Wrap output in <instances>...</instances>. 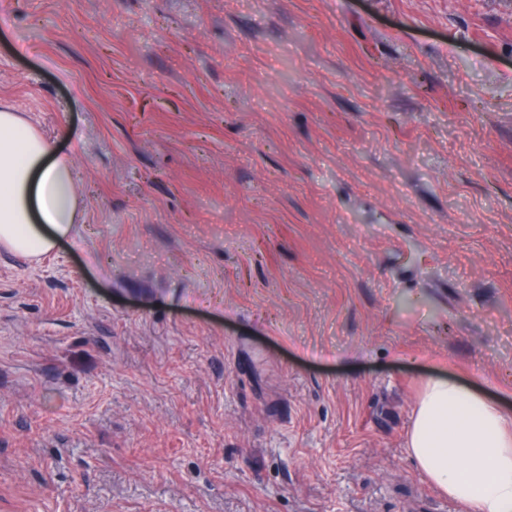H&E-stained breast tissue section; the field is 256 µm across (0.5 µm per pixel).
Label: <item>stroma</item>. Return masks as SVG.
I'll use <instances>...</instances> for the list:
<instances>
[{
  "label": "stroma",
  "instance_id": "stroma-1",
  "mask_svg": "<svg viewBox=\"0 0 512 512\" xmlns=\"http://www.w3.org/2000/svg\"><path fill=\"white\" fill-rule=\"evenodd\" d=\"M74 162L0 252V512H462L423 381L512 409V0H0Z\"/></svg>",
  "mask_w": 512,
  "mask_h": 512
}]
</instances>
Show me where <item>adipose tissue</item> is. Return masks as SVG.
I'll return each mask as SVG.
<instances>
[{
	"mask_svg": "<svg viewBox=\"0 0 512 512\" xmlns=\"http://www.w3.org/2000/svg\"><path fill=\"white\" fill-rule=\"evenodd\" d=\"M82 217L74 166L53 140L0 105V249L55 251ZM408 452L464 512H512V412L449 376L429 377Z\"/></svg>",
	"mask_w": 512,
	"mask_h": 512,
	"instance_id": "1",
	"label": "adipose tissue"
}]
</instances>
